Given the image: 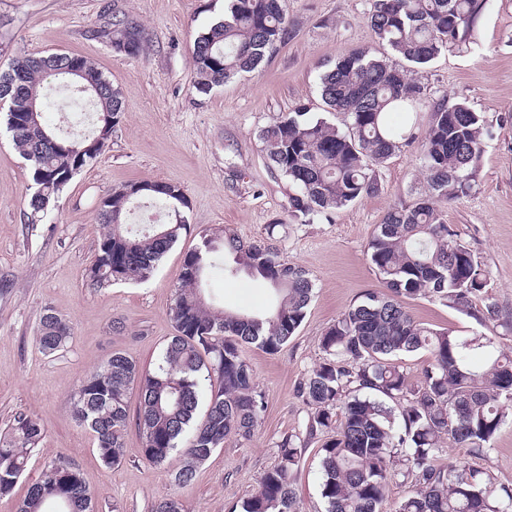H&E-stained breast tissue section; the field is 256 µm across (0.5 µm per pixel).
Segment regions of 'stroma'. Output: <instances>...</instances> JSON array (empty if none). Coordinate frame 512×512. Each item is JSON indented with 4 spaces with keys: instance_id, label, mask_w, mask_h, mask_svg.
Returning <instances> with one entry per match:
<instances>
[{
    "instance_id": "35a3bbf8",
    "label": "stroma",
    "mask_w": 512,
    "mask_h": 512,
    "mask_svg": "<svg viewBox=\"0 0 512 512\" xmlns=\"http://www.w3.org/2000/svg\"><path fill=\"white\" fill-rule=\"evenodd\" d=\"M295 33L265 59L257 72L214 88L194 89L192 50L196 37L224 16L225 0H0V71L23 54L73 53L92 60L117 88L123 112L105 151L84 168L44 216H31L32 172L15 149L0 105V434L20 414L45 428L39 452L0 512H16L45 463L57 454L72 458L93 492L94 512H151L154 503L176 495L185 512H230L256 489L276 462V443L304 431L309 408L296 387L321 362L319 340L326 329L366 294L384 293L368 244L387 211L412 203L427 191L419 145L396 152L380 171V190L310 224L288 217L287 181L270 168L262 128L299 108L342 125L321 98L320 76L336 58L359 49L385 55L366 16L371 0H282ZM127 15L148 41L136 56L116 54L93 36L105 15ZM427 101L466 102L484 115L491 137L478 162L472 192L439 202L446 224L468 245L487 275L485 296L471 308H453L432 298L406 300L414 319L459 336L486 334L512 352V0H487L469 45L451 49L417 69ZM140 181L178 185L191 226L145 282L92 284L86 270L103 231L98 200ZM272 237L288 263L305 269L313 283L306 317L288 345L275 354L243 349L258 390L265 396L261 423L251 438H225L202 463L194 480L174 485L178 460L146 463L136 426L124 435V459L105 467L91 432L73 415L80 382L115 350L153 369L174 333L170 309L185 254L201 232L229 230L246 241ZM223 266L232 255H222ZM222 266V268H223ZM211 274L210 294L231 311L266 313L269 285L239 274ZM499 316L481 326L470 312L486 302ZM72 328L65 347L40 352L35 336L45 309ZM480 456L446 446L439 466L466 461L484 469L494 485L512 487V406ZM322 438L310 440L294 473L301 512H324L320 496Z\"/></svg>"
}]
</instances>
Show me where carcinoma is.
<instances>
[{"label": "carcinoma", "instance_id": "obj_1", "mask_svg": "<svg viewBox=\"0 0 512 512\" xmlns=\"http://www.w3.org/2000/svg\"><path fill=\"white\" fill-rule=\"evenodd\" d=\"M483 7L484 0H372L368 24L411 68L368 51L340 56L320 76V88L326 106L346 117L347 130L294 112L259 133L270 166L294 190L288 197L294 220L311 223L378 192L380 167L417 139L430 192L410 206L392 207L378 225L370 260L390 295H367L325 331L324 358L296 389L312 410L305 434L288 433L279 441L276 464L262 474L243 512H299L294 471L305 442L318 435L326 436L320 483L325 512H380L396 476L413 486L396 512H512V489L494 488L489 474L463 464H434L445 442L486 450L512 403V356L498 349L494 336H457L418 323L403 304L429 297L459 307L487 287L485 271L434 205L473 190L486 121L464 102H426L423 87L411 77L412 69L469 42ZM92 33L104 41L126 34L129 55L140 54L146 44L142 26L126 16L115 15ZM293 34L282 0H230L224 19L194 41L196 91L206 94L256 70ZM74 64L80 73L72 75L67 68ZM49 79L90 103L91 134L71 137L45 121ZM30 100L34 115L24 112ZM0 101L8 103L7 129L37 186L29 200L34 216L101 155L112 136L111 117L122 113L112 82L86 57L69 53L25 54L13 61L0 73ZM136 199L160 205L166 222L128 223ZM187 207L183 190L166 182L130 183L107 195L97 203L105 231L89 280L99 288L148 280L189 230ZM276 228L268 225L266 242H245L227 231L218 239L201 235V246L183 258L170 309L175 334L155 368L144 372L114 351L81 381L74 416L92 432L105 465L124 458L128 396L135 386L143 457L162 465L180 454L173 476L178 486L193 480L226 436L254 434L265 397L253 383L242 346L280 351L301 326L313 296L309 273L282 259L270 242ZM221 250L269 283L277 295L270 313L228 312L204 298L206 271ZM71 335L65 318L44 310L36 336L43 354L61 350ZM420 352L429 361L413 381L401 360ZM204 374L218 387L198 421ZM395 404L401 408L397 415ZM44 436L40 422L23 414L0 435V495L11 491ZM92 499L78 465L59 455L45 464L17 512H92Z\"/></svg>", "mask_w": 512, "mask_h": 512}]
</instances>
